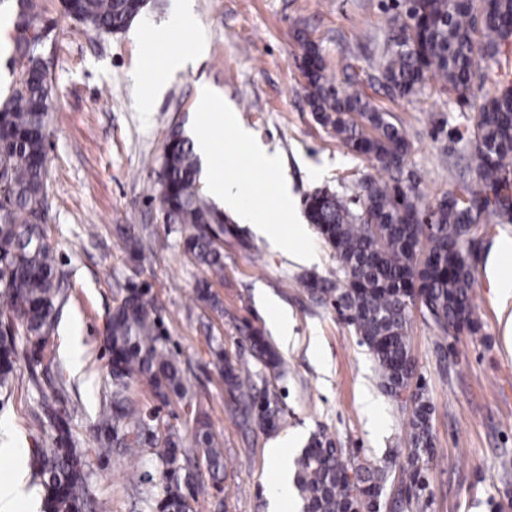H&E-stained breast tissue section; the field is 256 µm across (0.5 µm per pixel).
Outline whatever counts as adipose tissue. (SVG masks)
I'll use <instances>...</instances> for the list:
<instances>
[{
  "label": "adipose tissue",
  "instance_id": "adipose-tissue-1",
  "mask_svg": "<svg viewBox=\"0 0 512 512\" xmlns=\"http://www.w3.org/2000/svg\"><path fill=\"white\" fill-rule=\"evenodd\" d=\"M252 155L257 167L275 179L273 191L279 201L278 221L268 219L265 213L249 200L240 180L224 169H211L208 178L210 193L222 199L225 208L237 213L241 223L253 225L256 232L267 238L274 246L284 249L292 242L298 245L299 241L305 238L306 229L292 218L288 181L277 175L279 164L276 155L263 147H253Z\"/></svg>",
  "mask_w": 512,
  "mask_h": 512
}]
</instances>
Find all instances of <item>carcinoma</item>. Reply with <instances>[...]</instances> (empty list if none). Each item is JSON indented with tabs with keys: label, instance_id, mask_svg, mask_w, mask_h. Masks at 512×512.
Returning a JSON list of instances; mask_svg holds the SVG:
<instances>
[{
	"label": "carcinoma",
	"instance_id": "cac0c4a2",
	"mask_svg": "<svg viewBox=\"0 0 512 512\" xmlns=\"http://www.w3.org/2000/svg\"><path fill=\"white\" fill-rule=\"evenodd\" d=\"M64 14L98 34L124 30L139 17L144 0H61ZM18 35L14 60L18 76L11 94L0 101V288L8 296L0 310V391L15 383L16 365L28 357L16 333L49 342L59 308L66 301L46 220L45 135L54 104L52 78L42 68L28 33L40 31L36 0H17ZM391 43L382 76L400 96L414 98L430 82H439L460 99L500 84V47L512 34V0H409L405 13L391 18ZM311 112L330 127L351 152L389 177L367 176L360 193L347 202L324 187L304 201L309 223L334 253L342 278L336 283L310 276L302 285L311 294L331 298L359 343L371 354L383 391L404 402L415 372L407 327L419 307L444 333H474V274L471 255L474 226L512 223V90L505 87L478 108L470 165L476 184L462 186V197L444 194L425 204L420 182L402 179L409 145L405 134L361 93L327 73L318 45L298 37ZM161 202L165 222L180 225L185 252L217 280L224 278V225L230 219L202 191L194 143L182 127L171 129L162 155ZM134 258L151 249L150 240L123 231ZM243 339L260 368L224 362V386L246 417L273 430L279 424L264 371L283 374L282 360L259 329L247 326ZM169 337L147 284L119 292L104 325L112 389L104 392L95 424L93 449L124 456H154L162 481L145 468L133 475L145 512H193L204 494L198 474L182 461L204 459L209 475L224 474V443L212 424L196 417L190 442L161 426L156 408L127 395L132 383H144L163 405L175 396L188 399L187 377L168 347ZM30 380L51 433L35 442L30 454L44 497L43 512H87L101 506L83 451L86 440L73 431L79 406L64 407L63 375L46 393L37 372ZM407 499L422 490L424 464L433 457L432 406L413 392ZM384 470L370 462L348 465L341 449L316 434L294 458L293 487L304 512H381Z\"/></svg>",
	"mask_w": 512,
	"mask_h": 512
}]
</instances>
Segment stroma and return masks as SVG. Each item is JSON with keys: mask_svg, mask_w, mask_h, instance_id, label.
I'll list each match as a JSON object with an SVG mask.
<instances>
[{"mask_svg": "<svg viewBox=\"0 0 512 512\" xmlns=\"http://www.w3.org/2000/svg\"><path fill=\"white\" fill-rule=\"evenodd\" d=\"M43 57L55 87L46 129L48 235L67 289L55 331L38 357L21 361L11 395H0V443L14 456L0 458V479L14 473L50 425L29 378L63 373L82 411L77 431L92 429L109 377L105 317L120 288L147 283L157 299L170 346L186 370L197 410L208 414L224 440V480L208 485L196 512H268L267 450L284 441L288 455L312 434L326 432L347 463L388 464L384 506L389 512H512V294H502L495 266L502 244L512 245V224H481L473 262L477 334L444 335L420 312L408 326L416 374L432 404L435 453L424 472L426 488L411 506L398 507L409 465V417L378 386L374 361L331 301L310 296L300 281L336 279L339 268L316 230L302 245L317 261L307 266L272 247L250 225L234 224L224 238V279L212 289L215 312L195 298L205 267L181 247L178 225L166 223L160 197L163 147L173 126L198 136L231 139L218 118L197 108L208 92L233 110L256 143L275 153L296 203L327 186L354 196L370 174L331 128L320 125L306 99L297 33L315 41L337 82H352L373 105L388 112L410 144L406 174L421 182L426 201L477 176L467 165L478 100L457 102L440 85L416 99L400 97L382 77L391 16L403 0H193L198 32L176 22L175 0H148L143 15L117 34H97L67 17L59 0H37ZM207 49L195 55L196 35ZM190 56L180 72H164L168 53ZM149 110H142V101ZM161 240L162 248L130 259L120 227ZM272 297L294 321V338L281 350L285 374L268 377L279 407L276 431L246 425L224 388L213 350L231 359L251 354L244 323L267 329L261 307ZM98 498L108 512H143L128 483L135 462L89 454Z\"/></svg>", "mask_w": 512, "mask_h": 512, "instance_id": "35a3bbf8", "label": "stroma"}]
</instances>
